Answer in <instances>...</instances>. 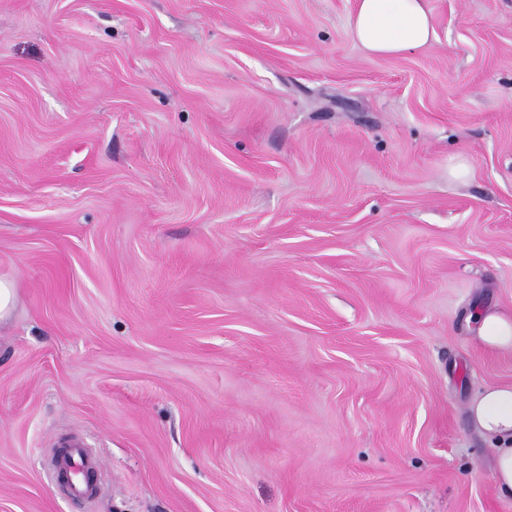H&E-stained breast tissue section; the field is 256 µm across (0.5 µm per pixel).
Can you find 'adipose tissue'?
Listing matches in <instances>:
<instances>
[{"mask_svg":"<svg viewBox=\"0 0 512 512\" xmlns=\"http://www.w3.org/2000/svg\"><path fill=\"white\" fill-rule=\"evenodd\" d=\"M349 33L368 54L394 57L427 46L435 36L430 0H356ZM466 321L491 350H512V317L477 306ZM469 418L493 447L501 495L512 497V384L485 386L471 398Z\"/></svg>","mask_w":512,"mask_h":512,"instance_id":"obj_1","label":"adipose tissue"}]
</instances>
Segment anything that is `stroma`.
<instances>
[{
  "label": "stroma",
  "mask_w": 512,
  "mask_h": 512,
  "mask_svg": "<svg viewBox=\"0 0 512 512\" xmlns=\"http://www.w3.org/2000/svg\"><path fill=\"white\" fill-rule=\"evenodd\" d=\"M354 7L0 0V512H512V0L391 58ZM16 299L15 282L0 276V328L11 320ZM466 322L476 340L490 350H512V317L498 310L475 306ZM468 414L480 436L493 446L499 493L512 497V384L487 385L476 392ZM70 451L67 456L61 458L59 464H56L54 467L58 472L59 468L67 470L69 475L78 476L81 474L83 476L82 481L80 483H74L73 481H69L66 489L68 493L74 497L90 499L95 493L90 491L87 482H86V472L90 469L94 470L96 468L95 459H89V457L82 450V443L80 441L69 442Z\"/></svg>",
  "instance_id": "1"
}]
</instances>
